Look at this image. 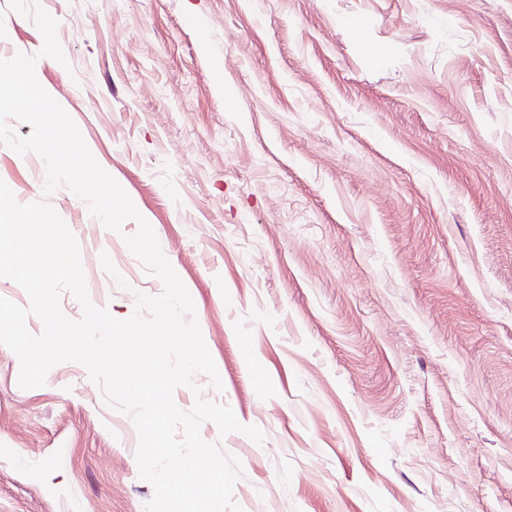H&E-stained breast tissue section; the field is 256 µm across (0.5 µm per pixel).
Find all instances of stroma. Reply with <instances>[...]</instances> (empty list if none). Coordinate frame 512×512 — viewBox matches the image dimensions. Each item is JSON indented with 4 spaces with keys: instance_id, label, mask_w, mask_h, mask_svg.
I'll return each mask as SVG.
<instances>
[{
    "instance_id": "obj_1",
    "label": "stroma",
    "mask_w": 512,
    "mask_h": 512,
    "mask_svg": "<svg viewBox=\"0 0 512 512\" xmlns=\"http://www.w3.org/2000/svg\"><path fill=\"white\" fill-rule=\"evenodd\" d=\"M39 3L65 63L9 0L0 60L36 57L191 295L223 388L174 402L262 431L200 429L244 512H512V0ZM0 181L61 217L93 305L161 294L134 221L2 143ZM19 374L0 345V512H146L133 420L87 369Z\"/></svg>"
}]
</instances>
